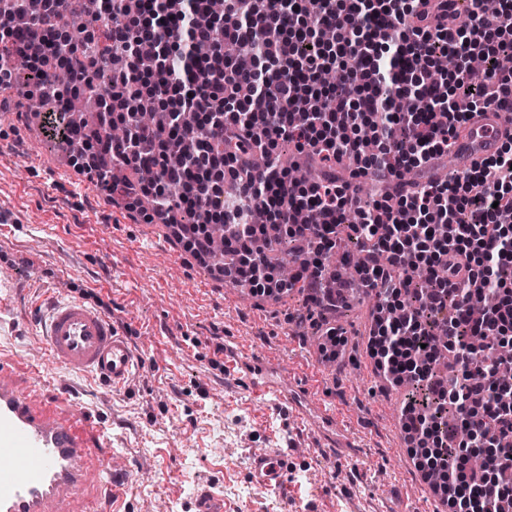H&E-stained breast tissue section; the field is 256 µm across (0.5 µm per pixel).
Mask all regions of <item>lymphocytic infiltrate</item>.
I'll use <instances>...</instances> for the list:
<instances>
[{
	"mask_svg": "<svg viewBox=\"0 0 512 512\" xmlns=\"http://www.w3.org/2000/svg\"><path fill=\"white\" fill-rule=\"evenodd\" d=\"M76 0H0V93L37 97L45 136L129 218L168 224L184 251L206 261L213 223L235 256L222 276L260 299L301 288L334 308L326 283L341 241L358 246L357 274L376 301L365 352L393 384L422 382L426 403L404 405L402 428L422 473L444 471L447 512H498L512 499V139L461 175L409 182L408 169L444 160L470 115L512 99V0L486 14L473 0L456 21L450 0H104L99 18L74 25ZM336 38L317 39L325 25ZM248 46L240 68L225 43ZM483 57L481 75L436 68L437 52ZM336 86L320 91L322 71ZM68 71L69 88L57 77ZM402 97L418 107L400 112ZM165 112L160 126L140 113ZM121 127L123 136L112 134ZM293 142L316 176L279 166ZM147 170L145 181L113 177L115 166ZM371 176L364 201L352 178ZM314 221L296 224L295 212ZM289 238L315 252L291 279L257 239ZM430 292L413 300L407 268ZM487 308L473 318L471 303ZM451 358L449 379L434 367ZM455 410L466 439L444 433ZM482 457L474 467L473 457Z\"/></svg>",
	"mask_w": 512,
	"mask_h": 512,
	"instance_id": "obj_1",
	"label": "lymphocytic infiltrate"
}]
</instances>
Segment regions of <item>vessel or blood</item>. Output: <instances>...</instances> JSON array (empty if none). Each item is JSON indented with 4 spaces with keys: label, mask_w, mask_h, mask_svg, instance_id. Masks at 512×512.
Segmentation results:
<instances>
[{
    "label": "vessel or blood",
    "mask_w": 512,
    "mask_h": 512,
    "mask_svg": "<svg viewBox=\"0 0 512 512\" xmlns=\"http://www.w3.org/2000/svg\"><path fill=\"white\" fill-rule=\"evenodd\" d=\"M512 137V108L474 114L451 153L464 171ZM44 355L69 374H95L112 389L126 385L135 355L126 336L99 309L81 300L50 306L41 323ZM107 426L75 408L69 393L46 398L13 355L0 353V512H127L125 465L109 453ZM250 474L277 494L288 490L287 455L254 449ZM190 512H225L223 496L199 488Z\"/></svg>",
    "instance_id": "vessel-or-blood-1"
}]
</instances>
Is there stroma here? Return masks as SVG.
<instances>
[{
  "label": "stroma",
  "instance_id": "35a3bbf8",
  "mask_svg": "<svg viewBox=\"0 0 512 512\" xmlns=\"http://www.w3.org/2000/svg\"><path fill=\"white\" fill-rule=\"evenodd\" d=\"M25 120L0 117V205L21 227L0 223V349L26 360L41 349L38 316L51 302L81 299L106 312L136 358L126 387L43 365L53 392L68 383L79 408L112 428V453L126 462L131 512L166 505L187 512L200 486L215 487L238 512H436L401 425L417 386L378 380L361 345L370 304L329 313L348 333L353 357L321 366L304 292L259 299L205 265L172 254L182 247L165 224L114 223L105 197ZM243 362L274 359L283 385L311 405L340 413L337 426L306 418L256 390L247 373L224 381V350ZM291 450L289 490L254 485L251 449Z\"/></svg>",
  "mask_w": 512,
  "mask_h": 512
}]
</instances>
